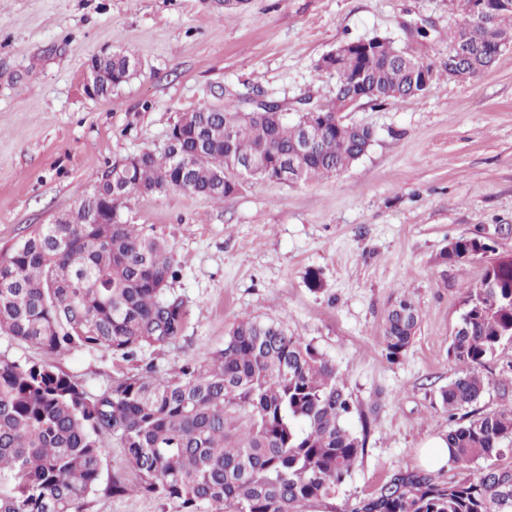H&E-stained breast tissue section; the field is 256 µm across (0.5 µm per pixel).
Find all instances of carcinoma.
<instances>
[{
    "mask_svg": "<svg viewBox=\"0 0 512 512\" xmlns=\"http://www.w3.org/2000/svg\"><path fill=\"white\" fill-rule=\"evenodd\" d=\"M464 19L451 33L448 68L473 78L496 61L512 11L493 19L461 0ZM318 69L336 78V94L316 112L242 113L244 102L202 106L176 121L160 153L140 152L131 174L114 181L118 222L87 224L82 197L71 224H45L0 260V334L49 355L104 349L124 360L161 349L184 333L187 312L172 288L181 272L167 244L123 220L133 193L156 195L190 165L182 192L214 203L237 193L233 163L261 156L270 168L288 161L305 130L318 137L300 182L337 174L374 142L367 126L336 128L340 102L359 78L364 98L388 104L433 88L434 65L413 59L389 37L348 41ZM135 59L112 53V88L134 74ZM428 75L420 87L417 70ZM224 168V187L217 170ZM479 256L477 239H455L443 255L463 265ZM461 331L448 348L463 365L441 388L448 417L449 460L459 476L446 483L425 471L395 474L351 512H512V405L471 410L483 396L489 357L512 341V256L466 284ZM420 315L403 295L382 328L385 356L398 360L417 333ZM357 411L336 364L273 321L233 324L224 346L167 373L124 375L91 398L65 372L40 362L0 359V512H86L99 493L143 494L176 502L179 512H304L336 495L366 450L367 427H348ZM124 448L137 481L101 486L103 438Z\"/></svg>",
    "mask_w": 512,
    "mask_h": 512,
    "instance_id": "obj_1",
    "label": "carcinoma"
}]
</instances>
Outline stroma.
I'll list each match as a JSON object with an SVG mask.
<instances>
[{
    "mask_svg": "<svg viewBox=\"0 0 512 512\" xmlns=\"http://www.w3.org/2000/svg\"><path fill=\"white\" fill-rule=\"evenodd\" d=\"M454 0H0V256L73 210L97 173L163 150L180 114L220 105L252 87L284 100L329 101L335 80L317 64L356 39L387 36L426 62L448 63ZM138 61L109 99L83 90L103 50ZM346 121L375 140L347 171L306 184L249 182L216 204L180 191L130 196L129 223L162 238L183 265L182 337L125 361L105 350L49 355L0 335V359L55 365L100 394L151 364L166 372L224 343L238 317L273 319L336 364L358 402L350 426L369 421L367 453L334 498L307 512H351L394 474L421 469L431 437L451 427L439 391L462 371L448 353L466 308L464 289L487 259L459 266L443 253L461 236L512 255V48L465 81L440 78L425 94L362 101ZM318 271L319 291L308 271ZM421 323L406 353L388 360L381 326L400 294ZM477 407L512 402V342L488 360ZM88 512H178L144 495H99Z\"/></svg>",
    "mask_w": 512,
    "mask_h": 512,
    "instance_id": "35a3bbf8",
    "label": "stroma"
}]
</instances>
